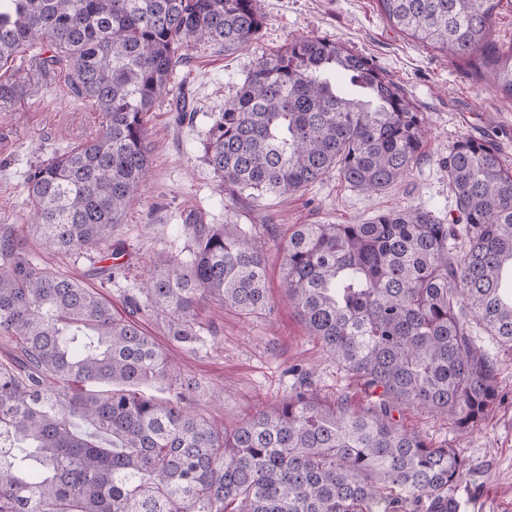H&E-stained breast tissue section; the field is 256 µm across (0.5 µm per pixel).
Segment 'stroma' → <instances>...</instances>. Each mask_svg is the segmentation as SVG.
Segmentation results:
<instances>
[{"label": "stroma", "mask_w": 512, "mask_h": 512, "mask_svg": "<svg viewBox=\"0 0 512 512\" xmlns=\"http://www.w3.org/2000/svg\"><path fill=\"white\" fill-rule=\"evenodd\" d=\"M265 16L257 42L227 52L200 44L190 51L170 94L149 116L151 165L140 201L133 204L114 239L124 252L118 273L108 251L78 257L46 251L26 225L29 168L97 136L103 113L75 101L66 73L47 77L46 87L26 86L10 101L0 100V233L13 232L34 263L75 277L112 302L127 316V299L140 278L160 256H183L189 239L184 231L189 213L206 223L257 225L271 296H279L284 246L298 224H362L373 216L410 206L452 218L448 180L440 162L463 135L487 137L512 166V97L502 94L466 61L422 48L382 15L377 0H260ZM339 39L371 60L396 82L418 111L429 135L422 157L407 176L385 191L362 194L338 176L292 195L259 199L225 198L204 161V142L212 119L235 96L252 65L262 55L285 48L295 37ZM215 336L203 349L170 344L163 324L142 312L138 318L148 335L169 349L183 376L222 390L223 400L198 398L196 413L218 426H234L258 406L274 407L301 381L322 397H340L366 405L362 390L309 336L293 311L277 305L268 318H244L215 305L201 312ZM502 371L504 401L485 423L460 437L450 421L406 408L396 419L435 443L456 445L469 468L454 490L460 512H512V350L496 352Z\"/></svg>", "instance_id": "obj_1"}]
</instances>
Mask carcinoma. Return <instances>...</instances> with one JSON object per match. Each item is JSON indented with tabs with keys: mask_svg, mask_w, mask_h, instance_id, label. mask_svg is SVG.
<instances>
[{
	"mask_svg": "<svg viewBox=\"0 0 512 512\" xmlns=\"http://www.w3.org/2000/svg\"><path fill=\"white\" fill-rule=\"evenodd\" d=\"M399 29L450 57L491 49L502 0H378ZM259 0H0V65L30 57L105 115L100 134L30 168L29 222L50 251L88 253L112 235L145 182L147 115L200 43L230 52L261 37ZM494 85L512 96V52ZM424 113L341 40L295 37L257 59L214 116L204 161L236 199L285 195L336 174L383 191L420 160ZM457 216L409 207L364 224H299L282 300L368 403L328 404L307 382L235 427L195 414L219 392L178 373L134 319L70 276L37 267L0 236V512H458L457 449L403 429L394 412L478 429L499 400L482 329L512 349V168L463 136L441 162ZM184 259L160 256L132 299L171 342L204 348L215 301L269 316L266 266L249 224L187 217ZM167 384L168 396L145 388Z\"/></svg>",
	"mask_w": 512,
	"mask_h": 512,
	"instance_id": "carcinoma-1",
	"label": "carcinoma"
}]
</instances>
